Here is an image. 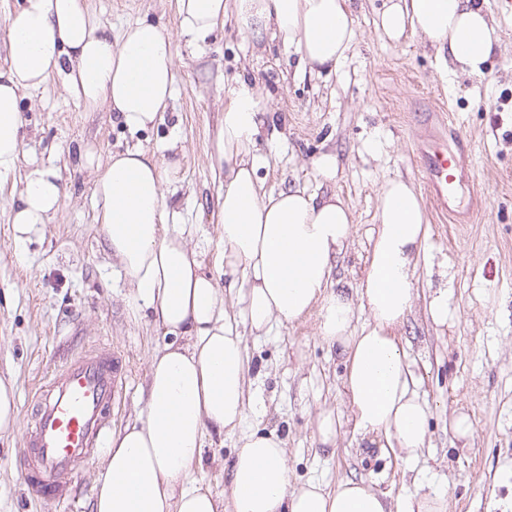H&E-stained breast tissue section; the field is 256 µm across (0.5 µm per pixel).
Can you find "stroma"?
Here are the masks:
<instances>
[{
  "instance_id": "stroma-1",
  "label": "stroma",
  "mask_w": 512,
  "mask_h": 512,
  "mask_svg": "<svg viewBox=\"0 0 512 512\" xmlns=\"http://www.w3.org/2000/svg\"><path fill=\"white\" fill-rule=\"evenodd\" d=\"M95 18L113 31L141 19L170 33L175 46V94L163 121L130 132L110 112L86 111L59 77L25 96L27 152L61 167L67 195L52 224L31 241H14L10 224L15 179L0 181V377H14L18 409L27 412L37 385L70 350L100 342L121 351L131 373L112 406L111 430L138 419L152 354L166 336L134 316L122 271L107 253L94 215L96 164L131 146L163 155L171 137L184 147L179 182L163 192L184 223L204 272L220 277L223 250L215 214L222 178L209 153L224 103L239 83L253 84L272 115L256 148L263 193L293 186L336 191L349 205L357 232L337 276L356 287L365 271L368 230L388 180L410 181L422 196L428 239L419 256L412 313L402 330L418 391L430 405L431 443L413 463L362 447L352 432L334 449L317 452L314 425L321 409L347 411L343 364L320 337L318 314L247 336L251 408L246 428L276 431L285 441L294 485L316 480L328 488L365 480L402 508L415 488L444 492L448 512H512V0H486L501 30V55L482 74L445 70L435 52L414 39L393 43L374 21L384 0H353L356 40L339 73L300 70L295 49L280 40L257 46L232 27L204 45L179 32L175 0H88ZM450 115L469 136V180L459 190L468 203L484 193L469 222L435 209L419 169L429 135H447L437 114ZM332 153L336 177L318 175L313 161ZM447 276H440V269ZM447 286L455 319L432 323L430 295ZM469 415L474 435L456 448L452 410ZM238 435L210 433L195 473L202 485L228 493V470ZM22 433L0 438V512H61L30 501L14 460Z\"/></svg>"
}]
</instances>
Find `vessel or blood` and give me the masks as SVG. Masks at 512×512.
I'll list each match as a JSON object with an SVG mask.
<instances>
[{"label":"vessel or blood","instance_id":"b4317fda","mask_svg":"<svg viewBox=\"0 0 512 512\" xmlns=\"http://www.w3.org/2000/svg\"><path fill=\"white\" fill-rule=\"evenodd\" d=\"M451 131V139L432 137L420 153L427 188L445 216L455 212L471 146L460 125ZM123 374L120 354L99 344L72 355L38 388L35 413L16 456L26 497L71 501L83 468L107 443L109 408Z\"/></svg>","mask_w":512,"mask_h":512}]
</instances>
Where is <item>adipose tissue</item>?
<instances>
[{
	"label": "adipose tissue",
	"mask_w": 512,
	"mask_h": 512,
	"mask_svg": "<svg viewBox=\"0 0 512 512\" xmlns=\"http://www.w3.org/2000/svg\"><path fill=\"white\" fill-rule=\"evenodd\" d=\"M181 34L206 42L227 25L255 42L296 46L313 73L335 72L355 39L351 0H175ZM376 27L388 39H417L475 75L501 45L484 0H388ZM8 66L0 71V178L19 174L12 233L26 241L51 223L65 195L58 168L24 155V93L52 75L87 110L105 107L130 131L158 123L174 95V43L141 20L112 37L86 0H22L7 19ZM266 118L254 87L240 83L224 105L211 157L224 169L221 227L223 282L202 270L187 238L193 227L165 197L181 160L130 147L96 168L95 221L107 251L131 284L129 307L148 314L172 341L151 358L138 420L113 436L95 486L94 512H393L364 480L335 489L293 485L285 442L271 431L241 433L247 417L245 333L311 311L319 334L343 366L348 416L321 411L322 449L351 425L366 447L415 461L428 438L430 407L417 391L399 331L412 310L419 253L428 237L413 185L386 183L369 230L364 277L355 289L334 287L337 262L355 234L337 193L287 187L264 195L254 154ZM233 307H226V300ZM367 317L357 321L358 308ZM240 433L229 495L199 485L195 472L209 432Z\"/></svg>",
	"instance_id": "ef3b65f1"
}]
</instances>
